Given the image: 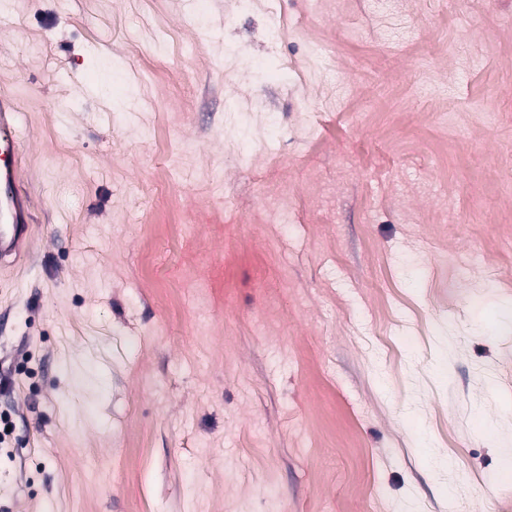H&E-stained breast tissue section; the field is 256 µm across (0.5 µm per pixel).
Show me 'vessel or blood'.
Here are the masks:
<instances>
[{
  "label": "vessel or blood",
  "instance_id": "obj_1",
  "mask_svg": "<svg viewBox=\"0 0 512 512\" xmlns=\"http://www.w3.org/2000/svg\"><path fill=\"white\" fill-rule=\"evenodd\" d=\"M12 97L0 93V261L29 252L31 199L23 184L21 143Z\"/></svg>",
  "mask_w": 512,
  "mask_h": 512
}]
</instances>
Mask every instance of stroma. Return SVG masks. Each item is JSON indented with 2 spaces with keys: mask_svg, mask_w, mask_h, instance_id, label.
Wrapping results in <instances>:
<instances>
[{
  "mask_svg": "<svg viewBox=\"0 0 512 512\" xmlns=\"http://www.w3.org/2000/svg\"><path fill=\"white\" fill-rule=\"evenodd\" d=\"M0 88V512H499L512 0H0ZM12 97L0 93V261L29 253L31 199L23 184L21 143Z\"/></svg>",
  "mask_w": 512,
  "mask_h": 512,
  "instance_id": "35a3bbf8",
  "label": "stroma"
}]
</instances>
